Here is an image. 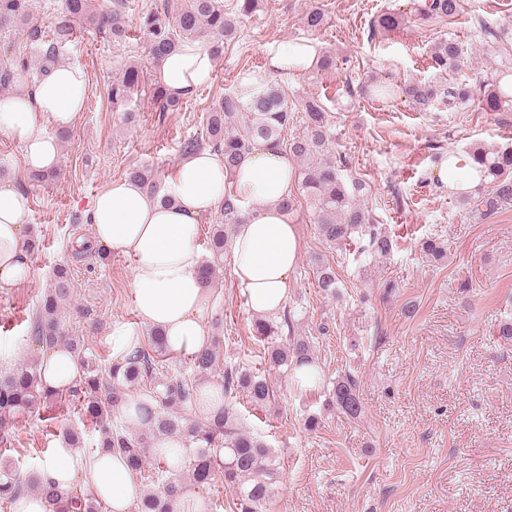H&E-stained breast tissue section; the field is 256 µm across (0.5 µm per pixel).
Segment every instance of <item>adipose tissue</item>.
Returning a JSON list of instances; mask_svg holds the SVG:
<instances>
[{
    "label": "adipose tissue",
    "instance_id": "1",
    "mask_svg": "<svg viewBox=\"0 0 512 512\" xmlns=\"http://www.w3.org/2000/svg\"><path fill=\"white\" fill-rule=\"evenodd\" d=\"M316 55L314 40L293 41L271 52L270 66L300 74L311 68ZM213 69L210 50L186 41L163 61L159 77L171 96L183 98L208 83ZM86 94L82 72L61 60L24 93L0 99V132L19 144L27 169L49 171L56 166L57 142L42 127H71L84 108ZM293 182L292 165L272 147H256L231 178L222 157L204 148L186 155L168 182L166 193L172 205L161 204L129 179L111 182L97 194L89 212L92 242L132 258L139 317L135 324L113 323V360L124 361L141 348L147 328L159 330L175 355L190 356L206 347L209 290L199 275L202 255L196 244L197 226L203 214L222 204L230 189L246 212L230 242L234 279L254 314L281 313L301 254L297 226L279 208ZM28 211L25 194L0 187V288L25 281L31 272L23 249ZM40 365L45 383L53 389L73 385L82 374L73 353L63 346L41 353ZM42 477L54 481L62 494L72 491L77 478H85L90 493L111 512H128L139 495L124 458L114 452L100 451L86 461L76 450L60 446Z\"/></svg>",
    "mask_w": 512,
    "mask_h": 512
}]
</instances>
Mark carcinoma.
<instances>
[{"label": "carcinoma", "mask_w": 512, "mask_h": 512, "mask_svg": "<svg viewBox=\"0 0 512 512\" xmlns=\"http://www.w3.org/2000/svg\"><path fill=\"white\" fill-rule=\"evenodd\" d=\"M258 6V0H190L175 20L159 11H148L140 18V31L146 41L153 63L160 64L182 42L196 40L219 56L222 45L235 38L241 19ZM461 0H423L417 13L423 20L453 19L461 12ZM124 0H112V8L93 12L90 0H64L61 11L50 21L51 36L42 35L43 20L36 17L29 0H0V31L20 28L27 33L34 48V58L16 57L13 66L0 70V88L12 85L17 75L27 70L43 74L74 41L75 25L85 21L112 37V42L126 40L121 16ZM405 20L399 13H383L370 25V33L399 28ZM465 56L459 42L446 38L439 42L431 55L432 68L437 70L432 80H409L399 87L375 84L369 88L374 97L394 91L423 112L443 104L454 108L470 100V90L448 81V71ZM316 72L336 70V53L322 48L313 66ZM136 64L128 65L121 76L112 81L108 96L119 101L131 96L141 83ZM155 104L161 112L179 105L164 87L154 92ZM478 105L489 112L512 109V84L495 76L484 85V96ZM301 116H296V113ZM301 119L303 134L288 139V151L299 163L295 171L297 194L280 201L281 209L291 214L301 202L310 204L319 237L326 244L340 247L358 238V256L370 262L388 256L394 241L374 223L370 213L358 203L362 182L346 176L332 153L330 115L322 99L311 96L296 106L288 102L282 90L273 82L239 85V89L224 97L206 117V140L188 139L181 151L187 155L208 145L222 155L224 169L234 175L240 163L260 143L273 148L283 145L282 134L294 120ZM469 158L478 169L479 177L488 185L482 201L485 212L492 214L500 204L512 201V148L487 149L475 146ZM126 177L141 183L160 203L173 204L172 198L160 193L156 174L149 165H135ZM242 210L237 196L227 193L220 206L218 224L209 239L210 257L203 260L200 276L206 286L213 284L217 263L229 249V232L242 223ZM315 284L322 295L334 298L338 294V279L332 266L315 265ZM72 281L68 271L59 267L53 282L41 297L30 324L29 340L42 348L64 345L80 360L83 374L74 385L51 389L44 385L39 361L23 362L0 375V449L14 441L17 424L28 413L48 409L61 402L78 406L79 411L97 426L99 447L122 455L140 483L149 487L133 502L132 512H175L177 504L189 487H217L231 490L237 512H260L274 494L279 467L272 449L260 437L239 427L237 399L246 397L262 406L274 398V390L262 371L227 367L222 375L223 402L207 412L197 409L199 378L209 374L216 362L220 340L192 355L189 361L192 375L169 376L166 365L173 359L158 330L148 334V345L137 350L122 364L103 367L87 354L78 336L65 334L60 309L70 298ZM295 311L290 309L275 317L258 316L252 327L254 336L266 343L264 362L268 370L293 365H316L314 345L309 337L292 334ZM141 387L135 403V417L126 424L113 423V413L126 403V391ZM314 386L328 391L327 405L348 419H358L363 405L358 382L350 372L335 378L317 373ZM181 441L184 452L173 461L163 449L155 447L162 440ZM153 458L152 465L147 459ZM32 490L47 499L53 512H101V504L79 491L61 496L54 485L40 477L34 466L28 476L20 477L12 462L0 459V512L12 509L25 492Z\"/></svg>", "instance_id": "obj_1"}]
</instances>
